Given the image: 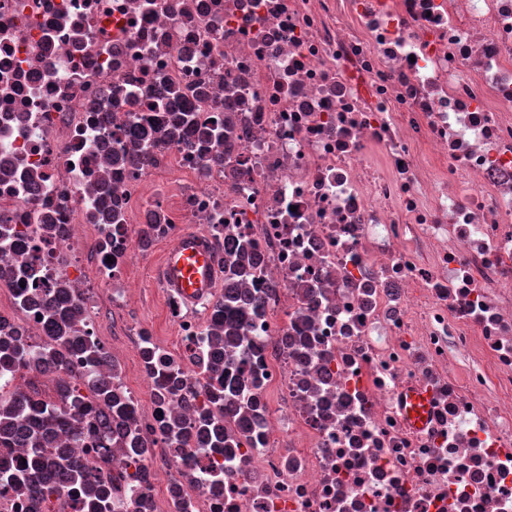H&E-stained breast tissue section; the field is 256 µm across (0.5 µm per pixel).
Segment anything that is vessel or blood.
Segmentation results:
<instances>
[{
	"instance_id": "b4317fda",
	"label": "vessel or blood",
	"mask_w": 512,
	"mask_h": 512,
	"mask_svg": "<svg viewBox=\"0 0 512 512\" xmlns=\"http://www.w3.org/2000/svg\"><path fill=\"white\" fill-rule=\"evenodd\" d=\"M156 274L165 295L175 296L189 307L212 296L220 281L221 269L214 248L202 232L183 231L168 244L160 257ZM402 417L412 429H424L430 415L428 392L420 386L404 389Z\"/></svg>"
}]
</instances>
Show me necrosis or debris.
Masks as SVG:
<instances>
[{
    "label": "necrosis or debris",
    "instance_id": "obj_1",
    "mask_svg": "<svg viewBox=\"0 0 512 512\" xmlns=\"http://www.w3.org/2000/svg\"><path fill=\"white\" fill-rule=\"evenodd\" d=\"M186 224L174 350L127 313ZM50 299L108 359L0 367L76 426L0 512L89 460L113 512H512V0H0V338ZM182 230L173 242L158 245L150 256L139 259L136 264V279L142 292L139 318L159 324L172 344L176 336L160 322L157 303L164 295L161 288L165 295L176 296L192 308L212 296L221 281V269L206 235L197 224L183 225ZM403 394L405 399L401 411L405 423L414 430L424 429L430 415L428 392L421 386L409 385L405 387Z\"/></svg>",
    "mask_w": 512,
    "mask_h": 512
}]
</instances>
